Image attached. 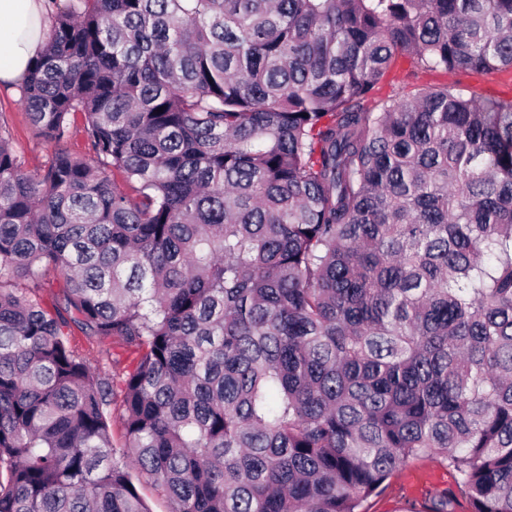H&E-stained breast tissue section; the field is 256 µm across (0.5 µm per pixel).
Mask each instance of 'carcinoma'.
I'll return each instance as SVG.
<instances>
[{"mask_svg":"<svg viewBox=\"0 0 512 512\" xmlns=\"http://www.w3.org/2000/svg\"><path fill=\"white\" fill-rule=\"evenodd\" d=\"M45 8L49 165L0 125V512H366L422 457L512 512V100L366 104L397 54L512 70V0Z\"/></svg>","mask_w":512,"mask_h":512,"instance_id":"obj_1","label":"carcinoma"}]
</instances>
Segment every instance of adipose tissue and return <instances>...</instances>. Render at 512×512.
Here are the masks:
<instances>
[{"label":"adipose tissue","instance_id":"ef3b65f1","mask_svg":"<svg viewBox=\"0 0 512 512\" xmlns=\"http://www.w3.org/2000/svg\"><path fill=\"white\" fill-rule=\"evenodd\" d=\"M48 32L37 0H0V82H22Z\"/></svg>","mask_w":512,"mask_h":512}]
</instances>
